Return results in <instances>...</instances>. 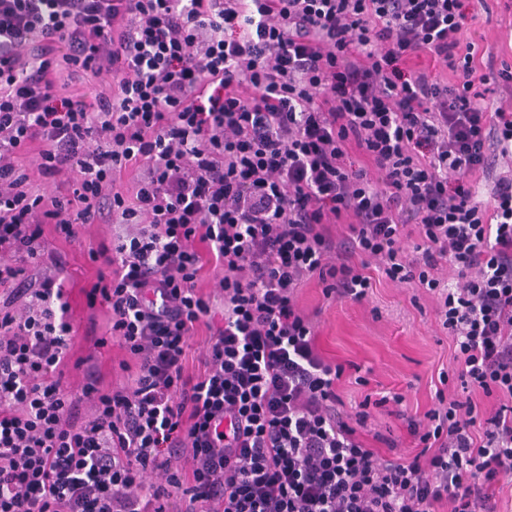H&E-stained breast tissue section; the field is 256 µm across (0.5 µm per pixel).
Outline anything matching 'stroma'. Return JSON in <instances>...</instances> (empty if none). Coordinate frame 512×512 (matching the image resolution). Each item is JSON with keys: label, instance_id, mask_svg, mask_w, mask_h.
Returning <instances> with one entry per match:
<instances>
[{"label": "stroma", "instance_id": "35a3bbf8", "mask_svg": "<svg viewBox=\"0 0 512 512\" xmlns=\"http://www.w3.org/2000/svg\"><path fill=\"white\" fill-rule=\"evenodd\" d=\"M472 16L461 33L463 42L494 47L496 59L512 65V0H469ZM108 224H87L78 240L58 242L64 275L73 290L71 305L79 330L74 340L77 353L96 352L104 366L112 364L111 348L93 349L83 337L89 321L104 323L101 309L88 308L83 294L96 280L97 266L85 250L89 241L111 239ZM301 304L310 309L322 306L319 344L329 359L345 364L341 394L346 405L364 397L374 399L400 394L409 413L421 414L433 401L440 373L450 375L448 390L460 393L455 380L459 369L450 336L436 320V299L412 284L389 281L374 273L373 288L366 300H325L320 288H305Z\"/></svg>", "mask_w": 512, "mask_h": 512}]
</instances>
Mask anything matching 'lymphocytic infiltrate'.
<instances>
[{
	"mask_svg": "<svg viewBox=\"0 0 512 512\" xmlns=\"http://www.w3.org/2000/svg\"><path fill=\"white\" fill-rule=\"evenodd\" d=\"M466 20L465 0H0V512H497L512 65L479 73ZM30 147L63 191L31 184ZM99 222L88 301L124 356L75 388L52 242ZM372 258L437 295L469 391L403 414L406 455L368 448L370 403L347 410L299 303L313 280L362 302Z\"/></svg>",
	"mask_w": 512,
	"mask_h": 512,
	"instance_id": "f902f5d3",
	"label": "lymphocytic infiltrate"
}]
</instances>
